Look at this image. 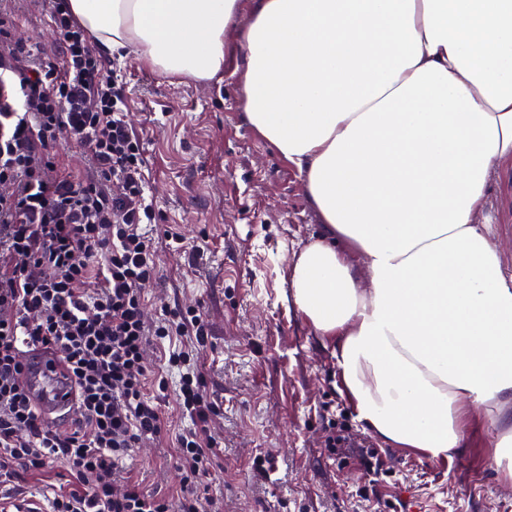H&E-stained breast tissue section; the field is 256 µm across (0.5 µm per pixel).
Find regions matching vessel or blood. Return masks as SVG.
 <instances>
[{
    "label": "vessel or blood",
    "instance_id": "vessel-or-blood-1",
    "mask_svg": "<svg viewBox=\"0 0 512 512\" xmlns=\"http://www.w3.org/2000/svg\"><path fill=\"white\" fill-rule=\"evenodd\" d=\"M25 384L44 413L63 416L71 409V384L62 372L57 353L40 348L31 351Z\"/></svg>",
    "mask_w": 512,
    "mask_h": 512
}]
</instances>
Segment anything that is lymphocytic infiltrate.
I'll use <instances>...</instances> for the list:
<instances>
[{"label": "lymphocytic infiltrate", "mask_w": 512, "mask_h": 512, "mask_svg": "<svg viewBox=\"0 0 512 512\" xmlns=\"http://www.w3.org/2000/svg\"><path fill=\"white\" fill-rule=\"evenodd\" d=\"M51 23L62 63L12 38L0 11V484L63 465L69 479L52 512H170L166 497L124 477L141 441L165 430L147 386L150 337H189L170 353L183 370L180 405L192 426L178 439L179 512H219L198 487L213 450L217 405L193 364L210 324L198 309L166 308L149 325L144 290L154 277V223L142 138L125 119L122 82L108 72L66 0ZM82 148L66 168L61 136ZM53 347L76 396L75 417L47 418L24 387V345Z\"/></svg>", "instance_id": "f902f5d3"}]
</instances>
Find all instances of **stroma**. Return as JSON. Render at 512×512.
<instances>
[{
    "label": "stroma",
    "mask_w": 512,
    "mask_h": 512,
    "mask_svg": "<svg viewBox=\"0 0 512 512\" xmlns=\"http://www.w3.org/2000/svg\"><path fill=\"white\" fill-rule=\"evenodd\" d=\"M52 0H8L13 34L28 44L56 46ZM242 12L224 34L223 73L208 82L167 78L131 53H107L114 76L126 80L127 121L144 140L149 195L158 216L147 232L157 246V270L145 289L149 318L164 304L198 308L211 326L199 359L205 389L219 409L202 492L223 512H512V479L493 461V434L473 423L467 447L428 462L365 428L340 392L331 349L321 345L288 296L295 253L321 233L304 179L248 126L238 108ZM492 217L512 268V164L490 187ZM204 248L202 263L172 251L165 232ZM179 337L148 348L151 383L165 382V432L134 449L127 468L145 489L176 500L181 483L176 438L190 424L179 405V374L166 351ZM345 441L329 455L330 427ZM377 449L372 468L367 449ZM67 475L62 468L30 478L23 494L0 487V505L18 500L48 508Z\"/></svg>",
    "instance_id": "35a3bbf8"
}]
</instances>
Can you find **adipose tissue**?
Returning a JSON list of instances; mask_svg holds the SVG:
<instances>
[{
  "label": "adipose tissue",
  "mask_w": 512,
  "mask_h": 512,
  "mask_svg": "<svg viewBox=\"0 0 512 512\" xmlns=\"http://www.w3.org/2000/svg\"><path fill=\"white\" fill-rule=\"evenodd\" d=\"M68 4L100 45L193 81L223 71L249 11L239 107L324 226L288 283L342 392L430 462L463 452L477 418L512 474V271L488 196L512 163V0Z\"/></svg>",
  "instance_id": "1"
}]
</instances>
